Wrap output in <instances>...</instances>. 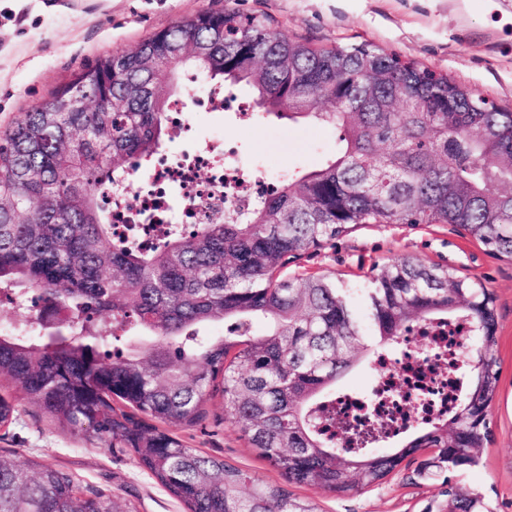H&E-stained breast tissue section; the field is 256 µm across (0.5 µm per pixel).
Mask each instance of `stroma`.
Wrapping results in <instances>:
<instances>
[{
  "label": "stroma",
  "instance_id": "obj_1",
  "mask_svg": "<svg viewBox=\"0 0 512 512\" xmlns=\"http://www.w3.org/2000/svg\"><path fill=\"white\" fill-rule=\"evenodd\" d=\"M233 10L267 15L284 37L331 48L367 42L448 75L512 108V0H0V131L48 100L80 68L203 12ZM189 132H175L172 155L204 139L223 136L240 164L281 182L309 172L336 154L338 132L321 122L259 116L240 125L234 113L198 108L186 115ZM403 256L440 263L461 277L481 280L494 297L496 357L500 382L488 409L490 441L474 466L418 478L403 465L383 483L360 492L327 494L306 486L292 493L318 512H448V487L479 495L480 512H512V259L490 253L449 224H369L332 245L289 264L292 273L328 275L353 289L359 316L368 305L362 292L373 266ZM18 412L0 427V453L23 465L51 463L72 474L83 489L110 493L134 512H187L125 453H112L85 433L61 427L29 402L19 383L0 382ZM205 419L175 428L188 447L220 456L266 483L279 472L252 448L224 411L221 396L209 397Z\"/></svg>",
  "mask_w": 512,
  "mask_h": 512
}]
</instances>
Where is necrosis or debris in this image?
Instances as JSON below:
<instances>
[{
  "label": "necrosis or debris",
  "mask_w": 512,
  "mask_h": 512,
  "mask_svg": "<svg viewBox=\"0 0 512 512\" xmlns=\"http://www.w3.org/2000/svg\"><path fill=\"white\" fill-rule=\"evenodd\" d=\"M269 186L264 175L241 166L224 140L214 137L178 159L160 151L131 189L113 196L109 210L119 232L140 223L141 211L164 212L163 221L145 231L146 241L158 244L171 225L187 230L210 223L224 212L247 208ZM466 330L462 321L420 326L402 337L398 349L379 352L370 388L348 390L323 402L322 435L329 440L342 437L344 446L360 448L395 441L406 430L446 418L461 391L453 364Z\"/></svg>",
  "instance_id": "necrosis-or-debris-1"
}]
</instances>
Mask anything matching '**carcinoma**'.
<instances>
[{
    "label": "carcinoma",
    "instance_id": "carcinoma-1",
    "mask_svg": "<svg viewBox=\"0 0 512 512\" xmlns=\"http://www.w3.org/2000/svg\"><path fill=\"white\" fill-rule=\"evenodd\" d=\"M244 83L267 114L339 131L336 155L241 214L174 228L148 248L119 235L101 195L126 187L168 135L176 73ZM363 224H452L512 259V112L443 74L368 43L318 48L281 36L266 15L200 13L98 59L0 133V379L60 425L86 431L140 467L188 512H316L288 490L359 492L405 459L424 478L474 465L499 387L496 316L484 285L401 257L369 277L368 328L351 289L326 275L283 277L292 259ZM47 309L66 312L42 334ZM464 317L463 396L445 420L394 448L350 449L319 433L315 407L359 359L407 329ZM220 324L210 335L204 327ZM219 394L283 483L255 480L186 447ZM479 498L448 489V512ZM0 512H131L81 491L47 463L33 473L0 454Z\"/></svg>",
    "mask_w": 512,
    "mask_h": 512
}]
</instances>
